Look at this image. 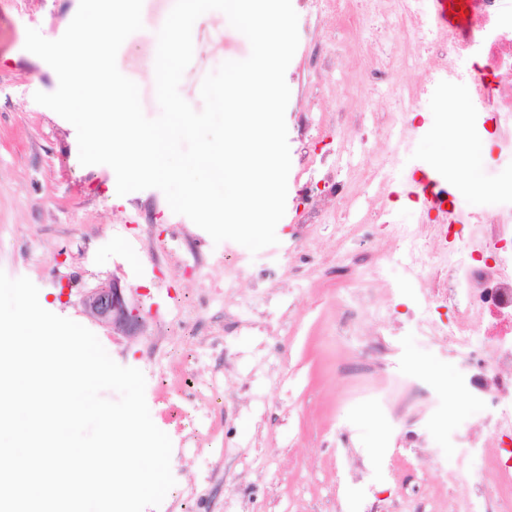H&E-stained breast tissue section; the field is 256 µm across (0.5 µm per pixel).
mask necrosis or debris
Masks as SVG:
<instances>
[{
    "instance_id": "1",
    "label": "necrosis or debris",
    "mask_w": 512,
    "mask_h": 512,
    "mask_svg": "<svg viewBox=\"0 0 512 512\" xmlns=\"http://www.w3.org/2000/svg\"><path fill=\"white\" fill-rule=\"evenodd\" d=\"M403 21L405 52L395 55L365 38L360 43L363 58L374 76L395 78L406 61H420L426 71L418 85H396L402 103L400 111L391 113L382 127L389 141L402 142L411 148L419 136L418 126L411 124L412 113L426 103L445 102L457 87L469 90L467 121L448 124V136L480 141L492 136L497 150L496 162H512V0H459L465 17L461 27L441 34L425 7V0H393ZM444 46L446 63H436L431 52ZM438 180L447 187L446 200L456 224H489L492 232L474 244L472 250L446 248L436 253L422 249L418 233L408 227L397 229V248L382 254L377 269L407 261L409 268L425 269L438 276L440 285L433 289L429 304H444L461 297L463 315L452 322L428 326L437 336H448L466 343L469 336L482 334L495 343L497 361L512 364V183L499 186L495 205L486 211H470L465 201L471 193L469 184L457 181L453 167L440 166ZM480 253L498 256L494 266H480Z\"/></svg>"
}]
</instances>
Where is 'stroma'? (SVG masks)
<instances>
[{
    "mask_svg": "<svg viewBox=\"0 0 512 512\" xmlns=\"http://www.w3.org/2000/svg\"><path fill=\"white\" fill-rule=\"evenodd\" d=\"M174 0H143V30L117 55L136 82L143 111L160 113L151 62L157 32ZM79 0H0V270L28 277L49 312L100 340L119 365L141 370L155 425L172 441L176 480L146 512H369L375 498L399 512H474L476 494L498 499L492 463L497 429L469 380L492 367L491 347L472 338L478 356L420 335L416 320L427 275L372 274L390 246L381 224H305L299 179L340 183L351 214L378 207L379 184L361 182L366 162L388 163L380 121L399 103L387 80L358 84L351 68L322 73L316 46L359 53L325 0H296L299 45L285 74L291 169L278 244L258 253L213 243L174 213L156 188L125 196L106 165H81L74 126L33 95L58 78L24 48L27 29L55 40ZM361 34L399 49L393 6L365 13ZM194 53L179 85L202 109L204 78L230 58L245 59L248 40L222 12L193 28ZM119 278L143 319L136 336H117L84 310V293ZM369 288L367 311L358 291ZM443 397L440 412L417 406L405 420L385 416L377 396L398 403L415 378ZM416 464L390 466L391 454Z\"/></svg>",
    "mask_w": 512,
    "mask_h": 512,
    "instance_id": "obj_1",
    "label": "stroma"
}]
</instances>
